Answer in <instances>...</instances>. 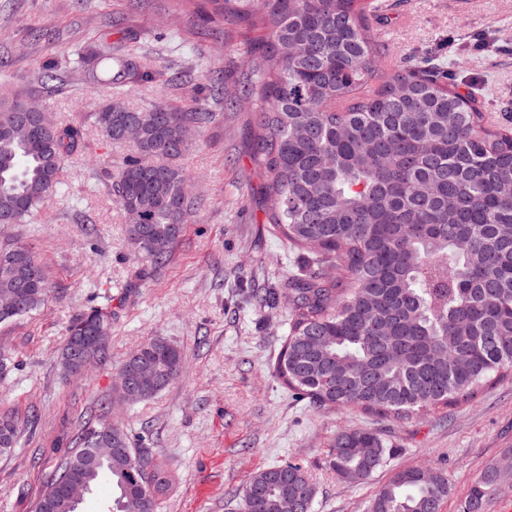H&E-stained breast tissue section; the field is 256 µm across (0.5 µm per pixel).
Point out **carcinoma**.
Masks as SVG:
<instances>
[{"instance_id": "obj_1", "label": "carcinoma", "mask_w": 512, "mask_h": 512, "mask_svg": "<svg viewBox=\"0 0 512 512\" xmlns=\"http://www.w3.org/2000/svg\"><path fill=\"white\" fill-rule=\"evenodd\" d=\"M378 0H205L204 13L260 32L244 84L211 90L224 110L248 104L256 113L255 151L267 169V220L298 252L288 277V335L277 377L318 408L357 407L410 419L466 402L486 386L512 381V130L481 101L447 83L437 57L411 63L370 34ZM76 65L100 80L99 57ZM158 71L128 44L112 49L108 82L115 97L97 100L99 132L114 143L129 123L138 141L110 172L127 236L142 267L169 257L200 200L186 192L177 160L190 148L187 129L205 131L217 113L159 101L134 108L121 94L157 81ZM25 97L0 100V221L22 224L63 191L61 175L83 149L78 122L40 126L20 108ZM24 289L21 307L0 323L28 315L48 299L38 257L22 244L0 246V294ZM111 328L112 313L92 309L70 320L60 360L83 326ZM183 352L153 337L121 362L122 380L144 367L148 400L180 376ZM26 423L0 413V454L16 447ZM56 467L36 512H79L65 489L75 468L87 489L108 476L119 492L112 512H154L166 489L164 468L132 447L126 430L104 413L88 423ZM112 449L96 462L89 448ZM386 442L368 429H346L333 442L328 468L361 483L387 461ZM511 469L488 465L459 512H485ZM448 477L429 469L395 473L369 512H441ZM316 487L298 464L252 473L244 512H311L301 502Z\"/></svg>"}]
</instances>
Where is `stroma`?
Wrapping results in <instances>:
<instances>
[{
  "instance_id": "1",
  "label": "stroma",
  "mask_w": 512,
  "mask_h": 512,
  "mask_svg": "<svg viewBox=\"0 0 512 512\" xmlns=\"http://www.w3.org/2000/svg\"><path fill=\"white\" fill-rule=\"evenodd\" d=\"M381 2L375 39L410 60L440 55L451 86L477 93L497 120L512 121V0ZM35 30L42 33L36 42ZM131 37L160 72L156 84L129 95L139 108L160 98L215 107L212 94L192 96L193 87L210 72L237 85L250 47L245 30L179 0H0V97L34 98L54 120L87 128L84 155L63 173V196L26 223L0 225V241L29 246L50 282L45 306L0 323V350L14 356L0 380V411L37 418L17 447L0 455V512H34L71 438L105 403L141 453L170 475L155 512H243L247 478L288 461L316 485L311 512H366L394 472L417 467L447 475L454 494L442 512H458L483 468L512 450V381L409 420L320 409L282 387L274 362L288 333V305H261L250 295L282 287L297 259L266 222L268 173L255 154L253 111L220 112L182 159L200 195L199 214L167 262L130 288L136 268L127 218L105 173L127 148L101 135L89 107L111 95L110 85L85 83L71 52L88 47L107 58L113 44ZM49 59L59 63L62 86L36 80ZM91 307L112 310L110 355L83 375L64 376L66 327L76 311ZM155 336L182 350L180 378L152 399L111 405L115 366ZM346 428L376 431L392 450L360 484L338 480L326 466Z\"/></svg>"
}]
</instances>
